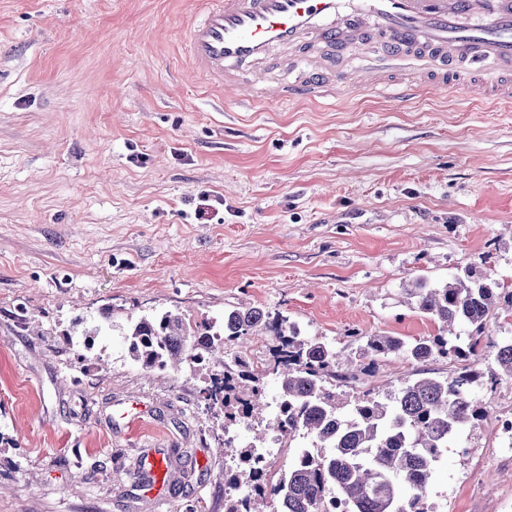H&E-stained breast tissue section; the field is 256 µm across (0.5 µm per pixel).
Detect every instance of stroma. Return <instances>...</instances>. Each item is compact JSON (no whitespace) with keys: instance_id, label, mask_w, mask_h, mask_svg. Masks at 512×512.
<instances>
[{"instance_id":"obj_1","label":"stroma","mask_w":512,"mask_h":512,"mask_svg":"<svg viewBox=\"0 0 512 512\" xmlns=\"http://www.w3.org/2000/svg\"><path fill=\"white\" fill-rule=\"evenodd\" d=\"M204 2L0 0V512H224L201 378H149L129 316L258 306L342 350L437 334L403 281L470 263L512 283V105L247 102L190 68ZM204 194L220 222L196 218ZM477 397L492 415L443 449L433 512H512V381ZM151 452L159 500L137 475ZM145 469L150 473L152 479L146 487V494L154 499H161L162 492L166 485L167 461L161 453H154L145 458Z\"/></svg>"}]
</instances>
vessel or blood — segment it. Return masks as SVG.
Here are the masks:
<instances>
[{
  "instance_id": "obj_1",
  "label": "vessel or blood",
  "mask_w": 512,
  "mask_h": 512,
  "mask_svg": "<svg viewBox=\"0 0 512 512\" xmlns=\"http://www.w3.org/2000/svg\"><path fill=\"white\" fill-rule=\"evenodd\" d=\"M379 63L359 59L363 35ZM191 68L255 101L321 102L357 88L401 99L421 88L466 86L476 98L512 99V0H210L186 32ZM424 68L397 72L406 56ZM284 72L270 88L259 65ZM148 496L161 499L167 461L145 459Z\"/></svg>"
}]
</instances>
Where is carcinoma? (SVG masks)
Segmentation results:
<instances>
[{
  "instance_id": "carcinoma-1",
  "label": "carcinoma",
  "mask_w": 512,
  "mask_h": 512,
  "mask_svg": "<svg viewBox=\"0 0 512 512\" xmlns=\"http://www.w3.org/2000/svg\"><path fill=\"white\" fill-rule=\"evenodd\" d=\"M406 294L413 309L439 323L435 336L411 340L386 334H350L359 361L342 370V352L302 335L288 316L261 308L224 310V318L192 321L165 311L127 320L124 336L131 359L147 372L187 366L204 373L199 397L218 420L217 447L239 466L220 474L226 485L254 481L255 448L226 438L232 426L279 433L283 446L309 444L270 483L257 484L232 501L228 512H426L425 500L441 450L489 415L475 399L483 375L474 366L491 325L512 317V286L491 280L467 265L450 280L418 278ZM272 336L276 344L262 366L247 354L252 338ZM499 375L512 379V341L491 343ZM237 349L233 363L224 351ZM438 358L457 363L449 376L415 371L396 388H368L349 400L341 386L370 382L392 359L424 364ZM277 383L267 401L268 379Z\"/></svg>"
}]
</instances>
